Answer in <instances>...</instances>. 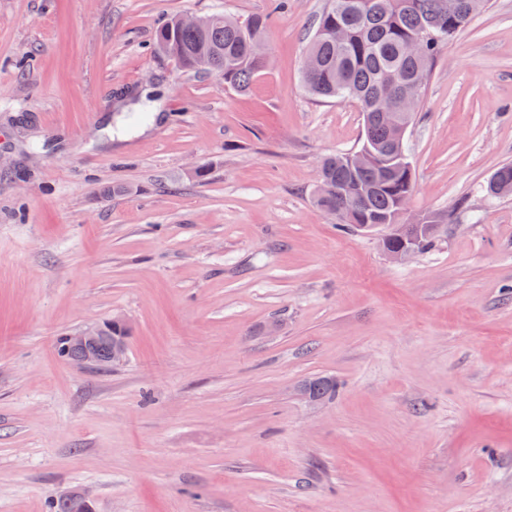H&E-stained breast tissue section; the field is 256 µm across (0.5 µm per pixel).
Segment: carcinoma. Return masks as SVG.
I'll list each match as a JSON object with an SVG mask.
<instances>
[{
	"label": "carcinoma",
	"instance_id": "carcinoma-1",
	"mask_svg": "<svg viewBox=\"0 0 512 512\" xmlns=\"http://www.w3.org/2000/svg\"><path fill=\"white\" fill-rule=\"evenodd\" d=\"M464 0H326L308 44L307 55L315 59V69L303 70V82L317 97L338 102L355 101L365 118L360 152L365 163L353 170L344 168L348 154L338 153L322 161L323 180L341 193L315 195L325 211L348 215L345 226L393 220L400 202L411 197L408 152L398 155L395 126L381 115L379 92L396 80L421 69L431 73L439 50L454 40L471 23L463 10ZM432 35L423 41V57L409 53L411 42L423 25ZM270 15H253L240 21L217 14L209 28L200 30L170 18L155 32L159 51L187 71L215 73L224 85L246 91L252 80L267 66L268 59L249 52V44L265 39ZM490 197L512 194V165L499 167L488 180ZM316 399L336 392V382L327 378L312 380L306 386Z\"/></svg>",
	"mask_w": 512,
	"mask_h": 512
}]
</instances>
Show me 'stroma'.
Segmentation results:
<instances>
[{
  "label": "stroma",
  "mask_w": 512,
  "mask_h": 512,
  "mask_svg": "<svg viewBox=\"0 0 512 512\" xmlns=\"http://www.w3.org/2000/svg\"><path fill=\"white\" fill-rule=\"evenodd\" d=\"M274 5L0 0V512H512V0L436 60L407 143L440 230L402 263L315 203L364 118L302 84L325 0ZM216 12L271 16L247 91L155 48ZM118 314L123 362L58 355ZM485 192L490 197L512 194V165L499 167L488 180Z\"/></svg>",
  "instance_id": "35a3bbf8"
}]
</instances>
